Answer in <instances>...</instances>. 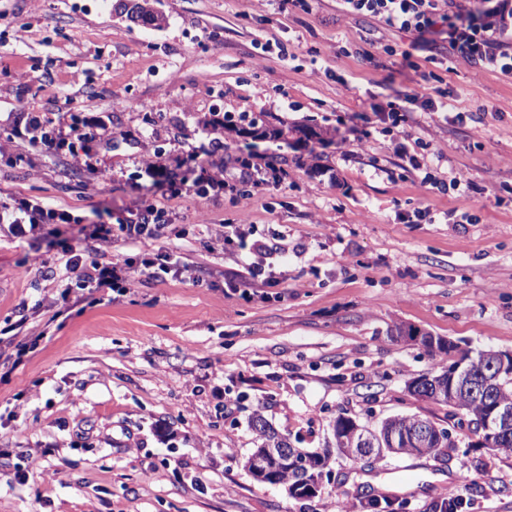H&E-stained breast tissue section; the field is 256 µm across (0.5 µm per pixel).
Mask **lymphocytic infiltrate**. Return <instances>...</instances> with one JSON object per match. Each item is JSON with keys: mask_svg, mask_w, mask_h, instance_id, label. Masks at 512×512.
Masks as SVG:
<instances>
[{"mask_svg": "<svg viewBox=\"0 0 512 512\" xmlns=\"http://www.w3.org/2000/svg\"><path fill=\"white\" fill-rule=\"evenodd\" d=\"M348 13L376 19L387 27L424 35L444 27L449 44L458 57L484 70L512 77V0H479L478 6L459 7L454 0H339ZM447 89L435 88L433 94L416 92L406 94L403 104L388 103L381 112L382 120L392 125L407 122L412 106L426 112H448L451 107ZM12 137L28 144L30 153L76 154L89 151L91 143L110 142L107 126L94 129L49 117L35 115L25 126L11 131ZM149 184L166 188L170 196L182 195L196 199H212L227 191L248 187L256 191L281 188L285 182L284 170L273 161L258 163L252 157H236L230 178L214 175L206 164H199L191 178L174 181L169 168L158 161L145 163L139 170ZM78 216L69 210L51 206L40 198H16L0 204V223L8 225L11 233L23 236L29 232L42 237L54 236L59 225L78 223ZM175 232L166 204L159 200L143 201L127 208L117 224H99L93 237L117 238L126 243H146L171 236ZM226 245L237 246L240 272L225 276L224 283L231 290L264 288L277 281L276 271L267 264V255L276 253L277 245L265 240H249L248 233L234 224L225 225L221 232ZM76 278L74 287L64 288L61 298L77 296L86 300L109 293H124L129 286L126 267L105 261L88 250L73 253L67 261Z\"/></svg>", "mask_w": 512, "mask_h": 512, "instance_id": "obj_1", "label": "lymphocytic infiltrate"}]
</instances>
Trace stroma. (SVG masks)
I'll return each instance as SVG.
<instances>
[{"label":"stroma","instance_id":"35a3bbf8","mask_svg":"<svg viewBox=\"0 0 512 512\" xmlns=\"http://www.w3.org/2000/svg\"><path fill=\"white\" fill-rule=\"evenodd\" d=\"M128 2L0 0V202L40 197L83 219L51 240L0 225V354L18 342L15 322L39 340L0 380V512H335L346 502L372 512L374 488L405 512H434L459 473L457 512H512V455L469 447L458 416L408 393L440 356L393 337L413 326L476 351L512 350V78L465 62L446 34L405 33L337 0L308 12L275 0H151L158 27L130 19ZM276 41L290 58L265 51ZM429 70L463 120L419 110L387 127L380 108L422 91ZM24 72L36 82L19 81ZM62 108L109 122L95 168L69 155L10 167L28 150L10 139L14 123ZM227 112L274 120L286 135L224 132L209 166L250 147L286 170L280 191L168 200L181 234L157 244L88 238L148 197L142 161L182 179L198 164L203 122ZM311 122L326 141L300 134ZM412 154L426 171L410 168ZM459 172L472 190L450 189ZM226 222L284 233L288 245L277 284L249 300L226 293L235 257L210 241ZM77 244L129 260L133 285L58 316L42 300L65 287L63 253ZM160 249L192 269L148 278L141 259ZM258 414L300 448L323 447L341 415L375 426L419 414L455 431V445L371 467L340 458L336 484L296 498L241 466Z\"/></svg>","mask_w":512,"mask_h":512}]
</instances>
